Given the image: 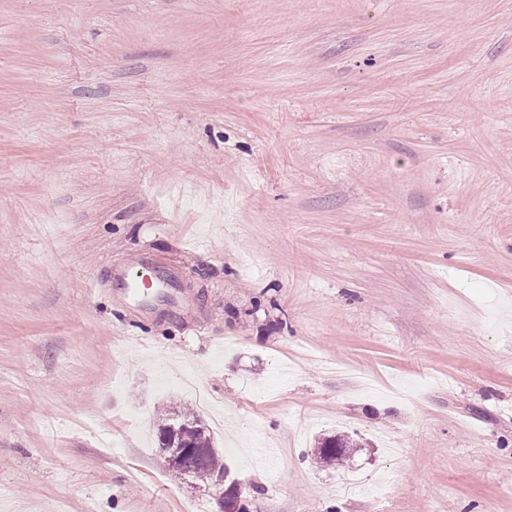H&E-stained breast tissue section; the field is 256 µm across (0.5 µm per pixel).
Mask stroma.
Segmentation results:
<instances>
[{
  "instance_id": "35a3bbf8",
  "label": "stroma",
  "mask_w": 512,
  "mask_h": 512,
  "mask_svg": "<svg viewBox=\"0 0 512 512\" xmlns=\"http://www.w3.org/2000/svg\"><path fill=\"white\" fill-rule=\"evenodd\" d=\"M173 404L255 512H512V0H0V512H216ZM115 282L123 288L124 301L135 307L148 309L149 304L146 300L147 295L140 289L139 284L145 288L153 286L157 282V288H163L165 282L161 279V273L150 262H142L134 271L126 267H114L109 273L106 283ZM157 425V441L159 449L164 453L166 469L176 478H194L198 481L214 480L217 488L219 511L253 512L252 501L243 495L242 489L234 501L223 500V479L230 483L229 467L214 447V439L205 424L194 413H176L174 410L162 409ZM173 451L177 460H173ZM240 481V480H239ZM316 444L317 463L332 464L336 462L337 456L341 455L343 452L348 453L353 443L345 439L343 435H324L316 440Z\"/></svg>"
}]
</instances>
